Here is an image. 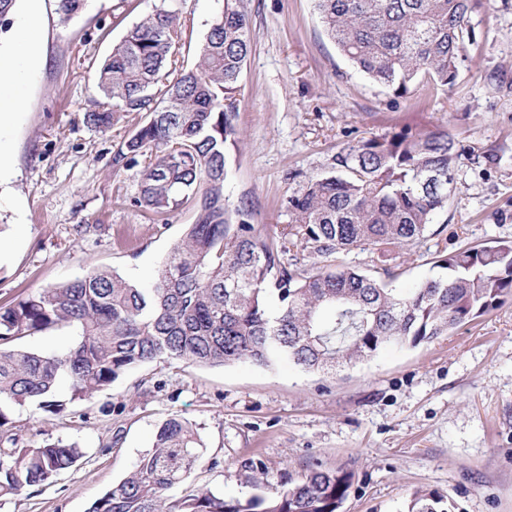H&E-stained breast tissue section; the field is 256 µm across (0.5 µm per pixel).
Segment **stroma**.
I'll use <instances>...</instances> for the list:
<instances>
[{"label": "stroma", "instance_id": "35a3bbf8", "mask_svg": "<svg viewBox=\"0 0 512 512\" xmlns=\"http://www.w3.org/2000/svg\"><path fill=\"white\" fill-rule=\"evenodd\" d=\"M88 0L68 25L57 0H39L34 31L42 62L16 88L17 112L0 125L8 174L0 180V306L102 269L149 282L193 223L185 207L166 216L134 207L136 172L113 163L124 136L86 124L101 103L90 62L108 55L161 0ZM192 65L218 8L177 0ZM252 52L241 77L225 194L245 205L268 238L288 230L283 208L297 172L329 169L340 148L409 129L449 131L466 154L447 209L414 246L389 257L371 247L337 264L392 287L436 275L435 257L492 239L512 240V0H470L474 32L452 85L420 82L406 96L357 72L326 35L313 0H249ZM500 156L491 164L489 156ZM55 414L9 405L24 441H62L83 457L43 491L0 500V512H88L152 448L176 415L196 426L203 462L173 497L196 489L249 493L247 463L276 478L342 468L352 486L342 512H407L433 490L456 512H512V295L477 320L417 346L389 345L324 376L281 361L139 366L88 400Z\"/></svg>", "mask_w": 512, "mask_h": 512}]
</instances>
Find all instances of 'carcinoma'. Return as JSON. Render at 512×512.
<instances>
[{
	"instance_id": "cac0c4a2",
	"label": "carcinoma",
	"mask_w": 512,
	"mask_h": 512,
	"mask_svg": "<svg viewBox=\"0 0 512 512\" xmlns=\"http://www.w3.org/2000/svg\"><path fill=\"white\" fill-rule=\"evenodd\" d=\"M248 0H222L187 69L180 9L153 6L96 67L111 108L86 122L109 132L132 113L144 120L120 142L113 163L137 169L134 204L168 214L190 203L194 222L147 284L93 270L0 307V406L64 410L91 399L138 366L157 359L199 366L288 359L328 374L373 357L388 344L415 346L499 307L512 293V241L439 257L441 274L407 291L328 258L369 246L385 256L425 237L448 207V177L465 149L447 131H399L336 153L331 170L296 173L284 200L288 232L274 244L224 194L229 152L240 140L237 95L252 50ZM337 51L373 82L406 95L423 78L454 83L470 39V0H314ZM87 0H59L65 24ZM308 253L304 268L285 262L289 246ZM278 304L271 313L270 302ZM74 326L78 341L51 353L16 341ZM0 410V498L44 487L82 458L74 444L19 445ZM192 424L171 416L152 450L91 505L89 512H341L346 471L312 467L304 477L273 480L247 465L256 492L227 498L209 490L177 499L169 491L203 459ZM408 512H455L435 491H418Z\"/></svg>"
}]
</instances>
